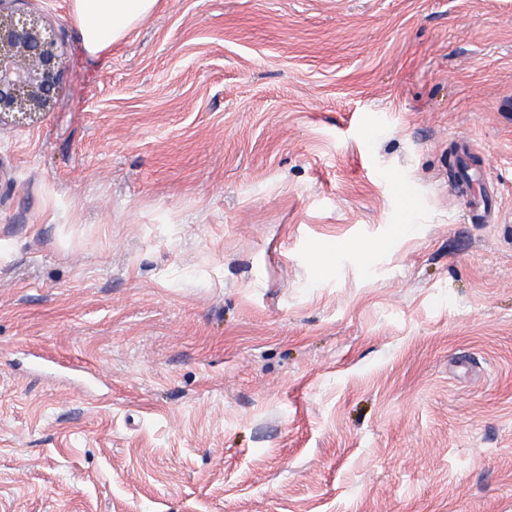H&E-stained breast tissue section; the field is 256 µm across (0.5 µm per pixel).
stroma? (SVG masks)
<instances>
[{
	"label": "stroma",
	"instance_id": "35a3bbf8",
	"mask_svg": "<svg viewBox=\"0 0 512 512\" xmlns=\"http://www.w3.org/2000/svg\"><path fill=\"white\" fill-rule=\"evenodd\" d=\"M25 7L0 512H512V0ZM20 1H0V119L18 122L51 110L64 73L55 35ZM157 0H72L85 49L103 53L149 16Z\"/></svg>",
	"mask_w": 512,
	"mask_h": 512
}]
</instances>
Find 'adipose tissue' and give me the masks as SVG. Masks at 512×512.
I'll list each match as a JSON object with an SVG mask.
<instances>
[{
  "label": "adipose tissue",
  "instance_id": "ef3b65f1",
  "mask_svg": "<svg viewBox=\"0 0 512 512\" xmlns=\"http://www.w3.org/2000/svg\"><path fill=\"white\" fill-rule=\"evenodd\" d=\"M155 5L156 0H72L84 47L93 55L122 40Z\"/></svg>",
  "mask_w": 512,
  "mask_h": 512
}]
</instances>
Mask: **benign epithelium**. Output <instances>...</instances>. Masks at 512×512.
Segmentation results:
<instances>
[{
    "mask_svg": "<svg viewBox=\"0 0 512 512\" xmlns=\"http://www.w3.org/2000/svg\"><path fill=\"white\" fill-rule=\"evenodd\" d=\"M18 2L0 0V117L23 121L54 106L64 62L52 31Z\"/></svg>",
    "mask_w": 512,
    "mask_h": 512,
    "instance_id": "7a95c632",
    "label": "benign epithelium"
}]
</instances>
